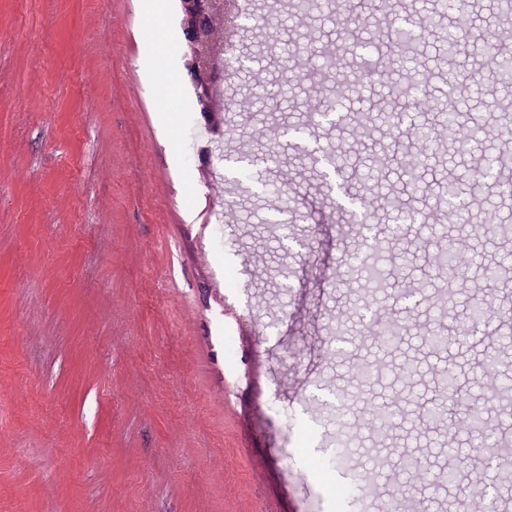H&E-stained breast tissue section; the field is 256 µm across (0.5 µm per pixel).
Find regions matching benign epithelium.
<instances>
[{"label":"benign epithelium","mask_w":512,"mask_h":512,"mask_svg":"<svg viewBox=\"0 0 512 512\" xmlns=\"http://www.w3.org/2000/svg\"><path fill=\"white\" fill-rule=\"evenodd\" d=\"M229 0H181L185 51L189 56L188 71L192 77L200 112L214 125L217 114L211 105L213 89L222 82L218 68L207 60V51L214 47L213 31L216 24L224 25V41H229L232 29L227 27L231 12Z\"/></svg>","instance_id":"1"}]
</instances>
